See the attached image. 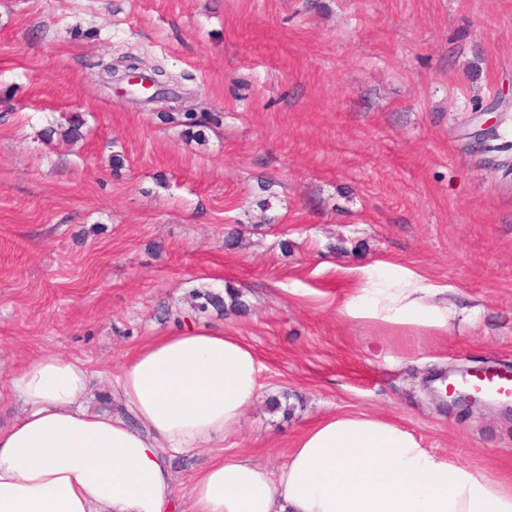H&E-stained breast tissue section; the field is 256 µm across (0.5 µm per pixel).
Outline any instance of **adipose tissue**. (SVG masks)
Instances as JSON below:
<instances>
[{
  "instance_id": "obj_1",
  "label": "adipose tissue",
  "mask_w": 512,
  "mask_h": 512,
  "mask_svg": "<svg viewBox=\"0 0 512 512\" xmlns=\"http://www.w3.org/2000/svg\"><path fill=\"white\" fill-rule=\"evenodd\" d=\"M408 272L358 283L353 319L447 333L455 310ZM252 348L219 329L153 337L113 376L124 413L83 402L93 372L59 352L26 361L0 391L23 411L0 427V512H176L171 459L233 434L260 390ZM191 512H512V485L422 446L389 419L336 413L270 471L216 459Z\"/></svg>"
}]
</instances>
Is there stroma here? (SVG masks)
Returning a JSON list of instances; mask_svg holds the SVG:
<instances>
[{
    "mask_svg": "<svg viewBox=\"0 0 512 512\" xmlns=\"http://www.w3.org/2000/svg\"><path fill=\"white\" fill-rule=\"evenodd\" d=\"M126 54L170 75L169 118L101 82ZM510 164L512 0H0V383L59 351L112 410L134 349L221 327L261 395L223 447L172 459L178 492L220 456L278 470L333 412L512 480L502 404L431 391L512 370ZM404 270L455 304L446 335L341 314ZM229 289L243 311H194Z\"/></svg>",
    "mask_w": 512,
    "mask_h": 512,
    "instance_id": "obj_1",
    "label": "stroma"
}]
</instances>
